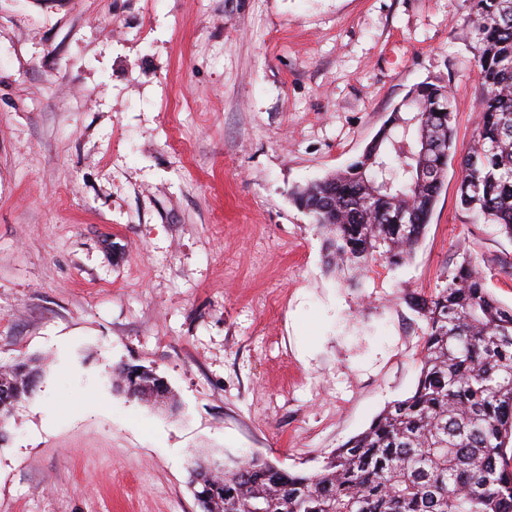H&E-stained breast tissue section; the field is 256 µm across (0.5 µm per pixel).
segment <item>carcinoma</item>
<instances>
[{"instance_id":"1","label":"carcinoma","mask_w":512,"mask_h":512,"mask_svg":"<svg viewBox=\"0 0 512 512\" xmlns=\"http://www.w3.org/2000/svg\"><path fill=\"white\" fill-rule=\"evenodd\" d=\"M465 41L475 51L478 117L456 200L512 239V0H470ZM406 97L345 170L291 191L324 237L328 267L354 273L358 285L372 263L396 268L411 257L455 157L451 92L422 82ZM425 161L436 173L421 181ZM403 301L425 322L411 396L314 472L259 456L191 461L189 482L203 472L209 488L195 496L201 512H512V307L465 254L429 297ZM117 371L134 399L173 398L125 365ZM42 372L24 360L0 371V441L11 407L33 395Z\"/></svg>"}]
</instances>
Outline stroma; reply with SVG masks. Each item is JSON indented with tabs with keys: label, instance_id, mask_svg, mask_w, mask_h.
Returning a JSON list of instances; mask_svg holds the SVG:
<instances>
[{
	"label": "stroma",
	"instance_id": "stroma-1",
	"mask_svg": "<svg viewBox=\"0 0 512 512\" xmlns=\"http://www.w3.org/2000/svg\"><path fill=\"white\" fill-rule=\"evenodd\" d=\"M468 0H0V365L49 358L0 442V512H200L198 452L317 469L413 391L461 256L512 306V240L448 167L412 259L326 270L293 188L414 85L474 135ZM169 383L172 414L112 388Z\"/></svg>",
	"mask_w": 512,
	"mask_h": 512
}]
</instances>
